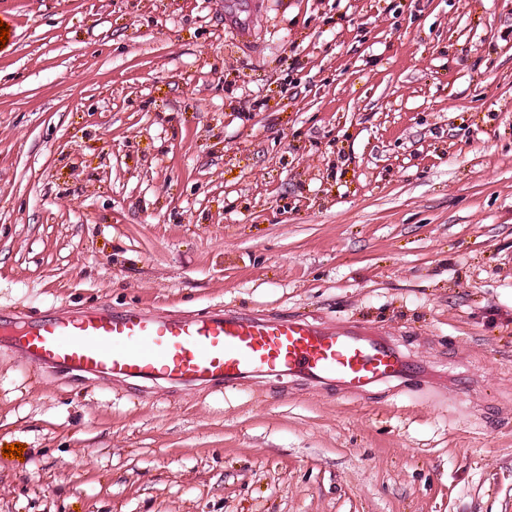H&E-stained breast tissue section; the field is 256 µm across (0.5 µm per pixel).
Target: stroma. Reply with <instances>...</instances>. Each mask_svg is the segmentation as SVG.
Masks as SVG:
<instances>
[{"label": "stroma", "instance_id": "35a3bbf8", "mask_svg": "<svg viewBox=\"0 0 512 512\" xmlns=\"http://www.w3.org/2000/svg\"><path fill=\"white\" fill-rule=\"evenodd\" d=\"M0 316L364 321L442 381L135 386L0 342V512H512V0H0Z\"/></svg>", "mask_w": 512, "mask_h": 512}]
</instances>
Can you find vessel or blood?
<instances>
[{
    "label": "vessel or blood",
    "instance_id": "obj_1",
    "mask_svg": "<svg viewBox=\"0 0 512 512\" xmlns=\"http://www.w3.org/2000/svg\"><path fill=\"white\" fill-rule=\"evenodd\" d=\"M12 346L39 367L175 388L234 386L263 374L333 384L354 394L419 376L420 365L362 325L218 311L158 316L130 307L48 314Z\"/></svg>",
    "mask_w": 512,
    "mask_h": 512
}]
</instances>
